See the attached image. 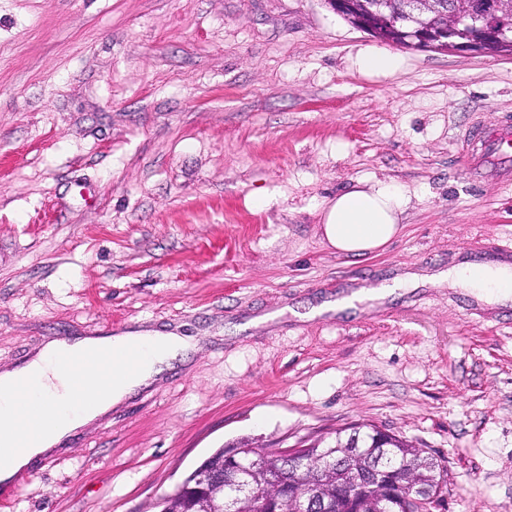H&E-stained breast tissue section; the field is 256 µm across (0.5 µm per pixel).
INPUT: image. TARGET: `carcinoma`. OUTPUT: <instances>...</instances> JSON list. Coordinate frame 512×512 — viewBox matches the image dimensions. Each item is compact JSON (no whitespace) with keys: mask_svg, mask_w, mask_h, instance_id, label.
<instances>
[{"mask_svg":"<svg viewBox=\"0 0 512 512\" xmlns=\"http://www.w3.org/2000/svg\"><path fill=\"white\" fill-rule=\"evenodd\" d=\"M379 436L370 424L354 426L348 432L340 430L329 442L328 463L318 466L313 459L302 466L287 461L275 448H219L198 466L208 469L229 455L224 488L210 490L206 508L210 512L225 508L234 472L242 466L250 470L252 492L234 497L233 512H265L266 500L277 501L279 512L302 508L284 491L287 486L308 489L305 512H320L321 503L327 499L335 503L334 512H408L403 489L421 488L437 496L443 492L448 474L445 459L396 434L384 436L387 448L371 447ZM380 462L389 471L386 485H366L371 469ZM165 508L166 512H193L199 505L174 492L165 497Z\"/></svg>","mask_w":512,"mask_h":512,"instance_id":"carcinoma-1","label":"carcinoma"}]
</instances>
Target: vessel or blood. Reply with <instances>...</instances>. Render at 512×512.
Instances as JSON below:
<instances>
[{"instance_id": "obj_1", "label": "vessel or blood", "mask_w": 512, "mask_h": 512, "mask_svg": "<svg viewBox=\"0 0 512 512\" xmlns=\"http://www.w3.org/2000/svg\"><path fill=\"white\" fill-rule=\"evenodd\" d=\"M460 144L461 163L469 179L512 183V115L501 116L497 124L490 127L474 123L465 131ZM61 363L79 376L87 367L111 365L112 350L91 347L64 355Z\"/></svg>"}]
</instances>
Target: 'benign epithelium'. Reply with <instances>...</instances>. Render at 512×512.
Here are the masks:
<instances>
[{"instance_id":"1","label":"benign epithelium","mask_w":512,"mask_h":512,"mask_svg":"<svg viewBox=\"0 0 512 512\" xmlns=\"http://www.w3.org/2000/svg\"><path fill=\"white\" fill-rule=\"evenodd\" d=\"M442 2L403 0L406 8L397 14L398 23L385 28L379 40L440 53L512 55V0H456L450 13L440 10ZM214 483V474L205 472L195 478V485H180V491L205 496Z\"/></svg>"}]
</instances>
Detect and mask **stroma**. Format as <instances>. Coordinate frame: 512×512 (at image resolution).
Instances as JSON below:
<instances>
[{"label":"stroma","mask_w":512,"mask_h":512,"mask_svg":"<svg viewBox=\"0 0 512 512\" xmlns=\"http://www.w3.org/2000/svg\"><path fill=\"white\" fill-rule=\"evenodd\" d=\"M380 45L324 0H0V370L115 322L203 338L0 512H159L218 448L357 423L445 458L432 512H512V303L419 282L297 316L512 243V184L457 158L466 125L512 113V56L359 72ZM358 179L412 195L364 258L319 235Z\"/></svg>","instance_id":"stroma-1"}]
</instances>
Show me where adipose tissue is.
<instances>
[{
    "label": "adipose tissue",
    "instance_id": "1",
    "mask_svg": "<svg viewBox=\"0 0 512 512\" xmlns=\"http://www.w3.org/2000/svg\"><path fill=\"white\" fill-rule=\"evenodd\" d=\"M410 202L409 191L395 182L356 181L320 205L323 237L338 254L357 258L373 254L398 235ZM430 281L462 284L489 303L512 299V267L506 265L462 263ZM92 342L89 336L53 340L20 366L0 372V484L12 483L35 459L59 449L88 423L158 382L171 359L194 348L198 339L151 328L112 336L109 343L117 355L111 370L89 369V385L81 390L56 355L82 350ZM131 343L142 347L141 364L134 372L125 369L118 355ZM24 373L36 381L32 392L15 389L18 375Z\"/></svg>",
    "mask_w": 512,
    "mask_h": 512
}]
</instances>
